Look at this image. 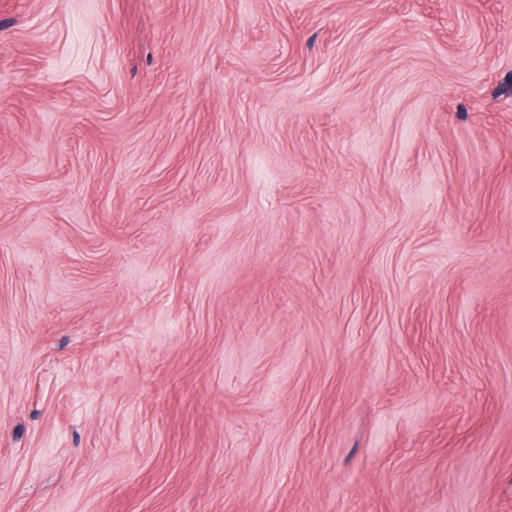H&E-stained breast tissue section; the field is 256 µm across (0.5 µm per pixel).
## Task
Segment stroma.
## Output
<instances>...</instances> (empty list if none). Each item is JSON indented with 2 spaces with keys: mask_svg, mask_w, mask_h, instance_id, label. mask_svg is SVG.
<instances>
[{
  "mask_svg": "<svg viewBox=\"0 0 512 512\" xmlns=\"http://www.w3.org/2000/svg\"><path fill=\"white\" fill-rule=\"evenodd\" d=\"M0 512H512V0H0Z\"/></svg>",
  "mask_w": 512,
  "mask_h": 512,
  "instance_id": "stroma-1",
  "label": "stroma"
}]
</instances>
